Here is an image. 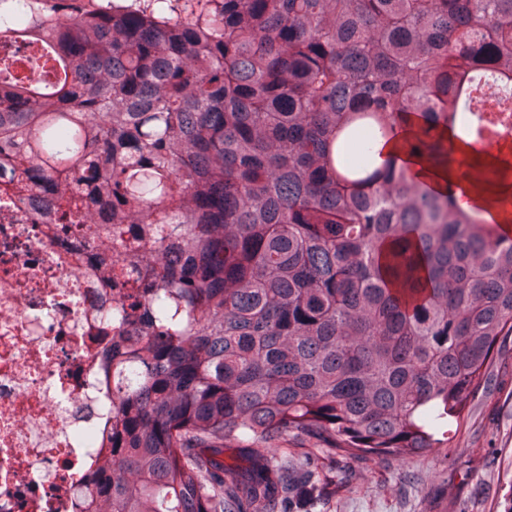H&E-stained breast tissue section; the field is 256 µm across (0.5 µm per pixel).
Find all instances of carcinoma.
<instances>
[{
  "label": "carcinoma",
  "mask_w": 512,
  "mask_h": 512,
  "mask_svg": "<svg viewBox=\"0 0 512 512\" xmlns=\"http://www.w3.org/2000/svg\"><path fill=\"white\" fill-rule=\"evenodd\" d=\"M5 32L47 70H0V173L40 224L95 216L127 289L80 512H315L314 459L269 446L454 447L512 336V237L375 153L411 121L414 150L481 144L458 91L512 100V0H0Z\"/></svg>",
  "instance_id": "obj_1"
}]
</instances>
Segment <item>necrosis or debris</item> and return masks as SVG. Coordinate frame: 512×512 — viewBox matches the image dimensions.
<instances>
[{"mask_svg":"<svg viewBox=\"0 0 512 512\" xmlns=\"http://www.w3.org/2000/svg\"><path fill=\"white\" fill-rule=\"evenodd\" d=\"M0 193V512H78L89 465L107 446L112 339L98 317L114 297L83 251L89 224H35Z\"/></svg>","mask_w":512,"mask_h":512,"instance_id":"1","label":"necrosis or debris"}]
</instances>
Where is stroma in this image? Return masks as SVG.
I'll list each match as a JSON object with an SVG mask.
<instances>
[{"mask_svg":"<svg viewBox=\"0 0 512 512\" xmlns=\"http://www.w3.org/2000/svg\"><path fill=\"white\" fill-rule=\"evenodd\" d=\"M488 387L467 401L460 444L405 459L320 453L324 475L345 472L319 512H504L512 486V336L488 369Z\"/></svg>","mask_w":512,"mask_h":512,"instance_id":"35a3bbf8","label":"stroma"}]
</instances>
